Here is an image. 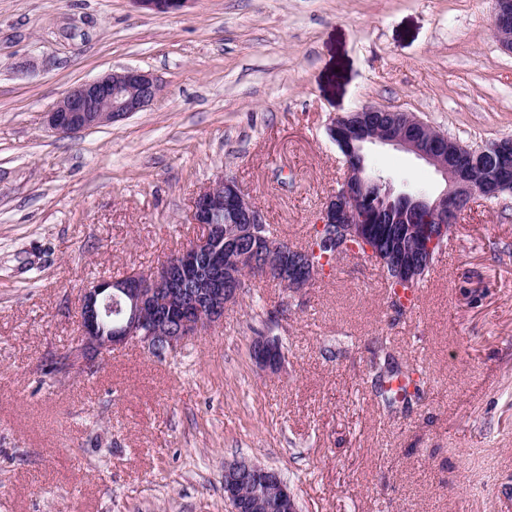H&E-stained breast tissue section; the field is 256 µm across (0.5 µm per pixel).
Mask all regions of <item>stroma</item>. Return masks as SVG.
<instances>
[{
	"instance_id": "35a3bbf8",
	"label": "stroma",
	"mask_w": 512,
	"mask_h": 512,
	"mask_svg": "<svg viewBox=\"0 0 512 512\" xmlns=\"http://www.w3.org/2000/svg\"><path fill=\"white\" fill-rule=\"evenodd\" d=\"M492 0H0V512H228L224 462L278 469L299 512H512V194L473 204L418 313L370 257L308 288L248 278L224 323L157 360L137 343L96 374H46L76 349L85 288L147 273L202 235L194 201L236 179L278 237L309 240L347 175L327 134L366 105L416 114L466 145L512 137V53ZM126 67L154 102L62 135L48 112ZM394 186L443 185L367 145ZM285 361L250 354L267 314ZM384 341L422 402L373 395Z\"/></svg>"
}]
</instances>
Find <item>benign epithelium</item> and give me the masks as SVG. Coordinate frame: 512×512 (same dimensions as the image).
<instances>
[{
  "mask_svg": "<svg viewBox=\"0 0 512 512\" xmlns=\"http://www.w3.org/2000/svg\"><path fill=\"white\" fill-rule=\"evenodd\" d=\"M142 10L168 13L188 0H134ZM493 30L512 50V0H494ZM160 85L150 72L126 68L75 86L48 112L49 126L73 134L114 123L147 108ZM343 146L348 177L324 203L319 227L347 225L336 256L358 250L370 238V225L400 213L428 212L435 224L426 230L424 251L391 249L373 258L393 281L410 285L429 266L436 246L448 238L462 215L480 199L508 192L504 169L496 164L512 139L504 137L481 146L453 141L423 119L403 110L365 106L339 116L327 129ZM388 145L432 166L445 183L432 197L420 191H396L389 180L373 175L362 180L365 144ZM193 223L204 233L151 272L129 273L102 280L84 290L78 304L84 353V372L94 374L100 356L129 342L142 344L149 354L168 357L186 342L224 322V311L242 294L240 270L254 262L257 245L283 256L282 264L254 269L293 290L305 288L320 273L315 266L296 278L288 273L289 244L267 234L263 212L254 207L235 181L220 177L201 190L194 201ZM251 357L268 372L281 366L283 352L270 336H257ZM224 499L230 512H297L293 493L281 473L249 458L224 462Z\"/></svg>",
  "mask_w": 512,
  "mask_h": 512,
  "instance_id": "benign-epithelium-1",
  "label": "benign epithelium"
}]
</instances>
